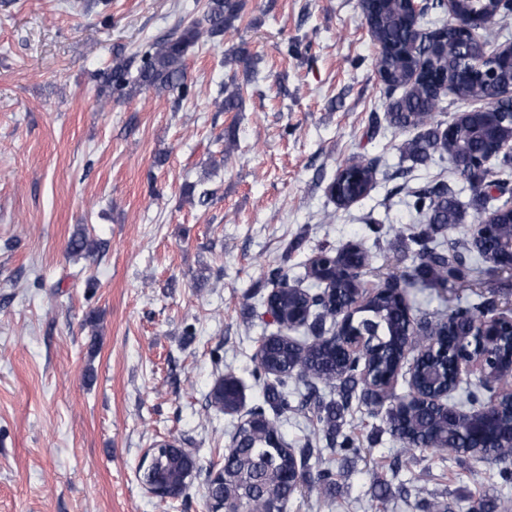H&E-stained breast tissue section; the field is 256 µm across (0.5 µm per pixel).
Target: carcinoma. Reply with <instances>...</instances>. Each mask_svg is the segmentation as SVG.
<instances>
[{
  "mask_svg": "<svg viewBox=\"0 0 512 512\" xmlns=\"http://www.w3.org/2000/svg\"><path fill=\"white\" fill-rule=\"evenodd\" d=\"M242 7V0H206L204 22H193L148 41L130 56H116L112 66L101 74L100 93L116 100L130 98L142 90L174 95L180 100L188 98L192 92L186 71L188 55L199 43L233 28ZM408 8L406 0H379L368 22L373 34L391 48L388 53L379 51L375 60L377 71L387 87L404 90L390 106L392 119L404 130L417 131L403 146L412 159L424 161L433 153L448 155L454 173L478 197L479 207L475 208L472 223L479 224L490 197L480 191L482 175L470 159L486 155L494 139L512 137V121L502 117L493 131L471 122L457 123L447 134L443 123L436 120L440 111L437 87L449 82L451 94L460 101L492 99L500 111L512 113V98L507 95V88L512 86V70L492 56L486 39L462 28L471 11L469 0H459L457 19L442 27V43L425 40L413 32L408 24ZM478 59L497 67L498 76L489 80L472 75L469 64ZM239 100V84L224 85L220 109L230 112ZM354 165L358 169L350 177L355 190L360 194L370 192L376 172L368 169L364 161ZM489 180L497 187L512 182V157L496 158ZM415 197V205L428 210L426 230L416 233L404 227L392 229L397 238L414 246L419 259L414 276L433 287L450 279L460 280L473 252L486 264L480 272L498 271L492 263L499 259L502 245L512 238L511 209L499 208L500 224L488 235L475 238L461 234L447 247L437 241V236L452 232L464 220V211L454 192L449 187H433L415 192ZM69 249L90 255L98 250V244L80 235L70 240ZM321 254L336 260V266L328 270L331 283L321 291L308 323L303 326L310 336L302 343L282 335L261 341L255 354V368L267 379L269 410H258L235 426L229 446L224 449L220 479L205 484L212 509L267 512L271 502H287L302 492L311 482L309 462L313 446L323 442L329 450L354 447V439L342 432L344 414L354 402L373 415L385 410L390 432L409 450H448L478 460L483 452L503 447L505 435L512 430V401L500 403L496 428L475 439L462 421L449 418L448 411L437 404L412 402L394 414L392 409L400 398L384 396L374 389L378 380L393 374L401 364L400 338L410 335L421 324L434 335L437 345L435 355L417 368L421 382L433 385L437 391L453 387L452 364L457 357L476 351L477 343L470 336L472 325L496 308V300L486 298L458 306L434 318L424 315L417 323L404 313L398 290L392 285L396 276L388 273L384 283L375 285L366 303L356 307L352 280H361L370 266L368 251L360 246L346 252L324 248ZM273 277L278 292L271 303L279 318L288 323L305 307L306 293L292 286L283 287L284 278L277 273ZM344 312L348 313L352 328H361L370 336L372 352L359 366L350 363L334 343L336 319ZM489 370L504 386L512 385V326L507 323L501 326L498 349L490 353ZM315 379L330 388L336 398L325 401L313 385ZM291 382L305 385V392L295 406L288 399ZM207 402L219 410L239 406L241 392L236 380L226 377L224 384H215ZM295 410L303 412L312 425L298 452L283 438L277 423L281 415ZM160 472L182 493L199 469L190 452L157 448L153 463L143 471V480L151 484ZM314 482L321 490L324 507H331L328 494L334 482L330 471L318 470Z\"/></svg>",
  "mask_w": 512,
  "mask_h": 512,
  "instance_id": "1",
  "label": "carcinoma"
}]
</instances>
